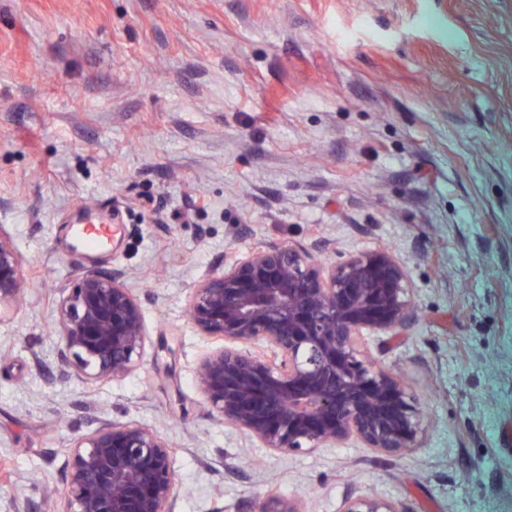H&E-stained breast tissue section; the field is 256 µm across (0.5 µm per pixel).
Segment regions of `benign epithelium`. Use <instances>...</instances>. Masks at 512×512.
Returning a JSON list of instances; mask_svg holds the SVG:
<instances>
[{"instance_id":"benign-epithelium-1","label":"benign epithelium","mask_w":512,"mask_h":512,"mask_svg":"<svg viewBox=\"0 0 512 512\" xmlns=\"http://www.w3.org/2000/svg\"><path fill=\"white\" fill-rule=\"evenodd\" d=\"M19 258L0 240V307L19 299ZM193 325L224 342L200 362L209 410L278 453L352 437L402 456L424 436L413 391L362 359L370 333L399 335L415 316L404 265L378 247L326 262L300 246L269 244L199 283ZM58 355L87 384L123 377L144 351L141 305L118 271H89L60 291ZM259 342L265 353L242 347ZM65 512H173L169 442L138 424L103 421L75 439L64 479ZM254 512H302L283 498ZM342 512H399L385 500L350 498Z\"/></svg>"}]
</instances>
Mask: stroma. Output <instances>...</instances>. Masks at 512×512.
Here are the masks:
<instances>
[{"label":"stroma","instance_id":"35a3bbf8","mask_svg":"<svg viewBox=\"0 0 512 512\" xmlns=\"http://www.w3.org/2000/svg\"><path fill=\"white\" fill-rule=\"evenodd\" d=\"M83 210L106 251L75 248ZM0 237L27 283L0 316V512L62 502L103 421L168 440L173 512H512V0H0ZM267 244L403 263L417 317L365 350L415 392L420 448L276 453L211 414L190 296ZM93 270L126 273L146 330L101 385L55 333ZM342 512H397V509L385 500L359 497L347 499Z\"/></svg>","mask_w":512,"mask_h":512}]
</instances>
